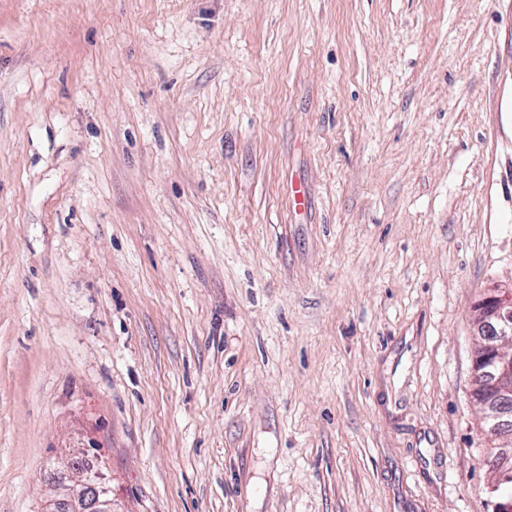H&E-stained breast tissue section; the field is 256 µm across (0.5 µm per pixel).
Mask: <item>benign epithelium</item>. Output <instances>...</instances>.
Listing matches in <instances>:
<instances>
[{
	"label": "benign epithelium",
	"instance_id": "1",
	"mask_svg": "<svg viewBox=\"0 0 512 512\" xmlns=\"http://www.w3.org/2000/svg\"><path fill=\"white\" fill-rule=\"evenodd\" d=\"M475 320L480 343L475 351L471 396L480 407L487 434L497 442V452L487 461L495 485L512 478V290L486 297ZM70 512H114L112 496L104 492L93 507L81 493L69 495Z\"/></svg>",
	"mask_w": 512,
	"mask_h": 512
}]
</instances>
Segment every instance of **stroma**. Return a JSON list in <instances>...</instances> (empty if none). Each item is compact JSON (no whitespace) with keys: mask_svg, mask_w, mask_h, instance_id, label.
Returning <instances> with one entry per match:
<instances>
[{"mask_svg":"<svg viewBox=\"0 0 512 512\" xmlns=\"http://www.w3.org/2000/svg\"><path fill=\"white\" fill-rule=\"evenodd\" d=\"M510 288L512 0H0V512H494ZM475 320L480 343L475 351L471 396L480 407L497 452L487 461L495 475L488 487L512 477V290L486 297ZM490 376V379L486 378Z\"/></svg>","mask_w":512,"mask_h":512,"instance_id":"1","label":"stroma"}]
</instances>
